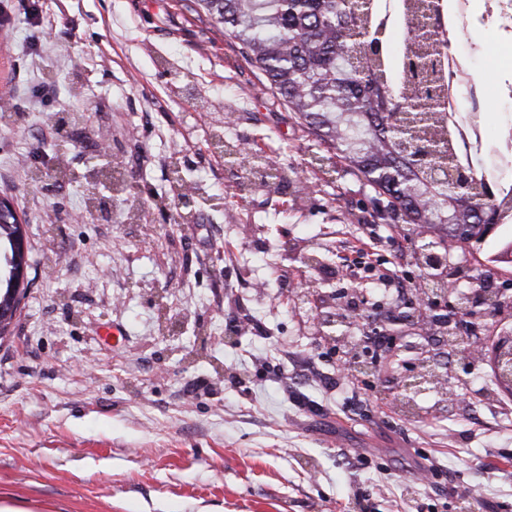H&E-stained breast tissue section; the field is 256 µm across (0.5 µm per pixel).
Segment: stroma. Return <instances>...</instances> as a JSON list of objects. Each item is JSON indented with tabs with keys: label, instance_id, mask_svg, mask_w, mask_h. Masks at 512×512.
I'll return each mask as SVG.
<instances>
[{
	"label": "stroma",
	"instance_id": "obj_1",
	"mask_svg": "<svg viewBox=\"0 0 512 512\" xmlns=\"http://www.w3.org/2000/svg\"><path fill=\"white\" fill-rule=\"evenodd\" d=\"M0 197L31 282L0 341V500L21 512H512V394L424 339L422 273L378 195L195 0H0ZM493 26L452 48L488 92ZM110 146L102 160L100 145ZM243 147L283 182L232 163ZM65 149L68 174L58 178ZM449 247L509 307L512 274ZM397 359L355 378L334 339ZM433 358L439 395L393 386Z\"/></svg>",
	"mask_w": 512,
	"mask_h": 512
}]
</instances>
